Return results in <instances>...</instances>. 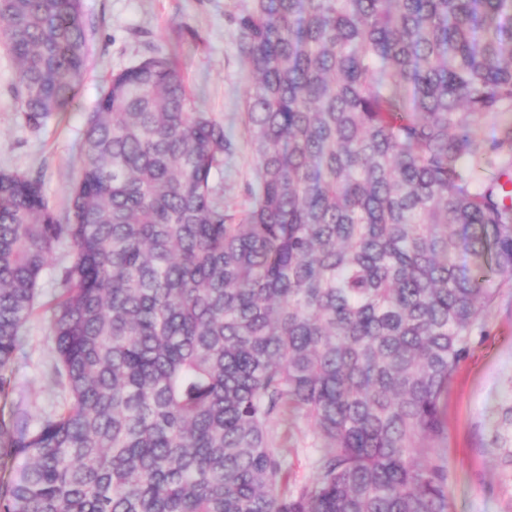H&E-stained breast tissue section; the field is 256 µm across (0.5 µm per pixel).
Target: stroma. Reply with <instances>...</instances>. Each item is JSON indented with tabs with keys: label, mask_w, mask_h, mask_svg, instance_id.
Here are the masks:
<instances>
[{
	"label": "stroma",
	"mask_w": 512,
	"mask_h": 512,
	"mask_svg": "<svg viewBox=\"0 0 512 512\" xmlns=\"http://www.w3.org/2000/svg\"><path fill=\"white\" fill-rule=\"evenodd\" d=\"M240 2L82 0L91 66L73 105L38 129L16 110L15 62L0 47V170L40 175L50 205L65 214L79 174L78 141L85 114L93 109L103 81L158 46L177 50L199 110L222 120L231 137L233 155L214 172L213 181L224 192L226 210L241 213L249 203L245 185L254 154L243 117L250 77L227 22ZM510 129L512 112L483 119L477 151L511 156L512 141L506 137ZM478 324L470 355L448 384V512H512V471L492 450L502 412L512 405V288H497ZM50 345L49 315L42 311L22 328L11 364L14 394L24 397L35 414L61 400L47 376ZM272 428L288 444L290 481L311 479L316 452L305 424L277 421Z\"/></svg>",
	"instance_id": "35a3bbf8"
}]
</instances>
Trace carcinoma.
Segmentation results:
<instances>
[{
    "label": "carcinoma",
    "instance_id": "obj_1",
    "mask_svg": "<svg viewBox=\"0 0 512 512\" xmlns=\"http://www.w3.org/2000/svg\"><path fill=\"white\" fill-rule=\"evenodd\" d=\"M255 165L173 53L112 74L87 114L68 211L0 170V512H448V382L490 284L512 288V0H245ZM32 126L90 65L80 0H0ZM66 248L56 258L58 247ZM50 381L32 416L9 365L54 260ZM313 435L288 483L271 425ZM495 435L512 468V407ZM510 128L512 132V112L483 119L475 140L477 151L507 158L510 154V142L505 132Z\"/></svg>",
    "mask_w": 512,
    "mask_h": 512
}]
</instances>
